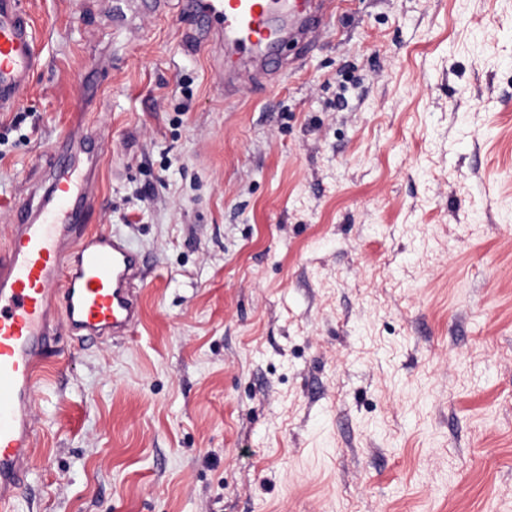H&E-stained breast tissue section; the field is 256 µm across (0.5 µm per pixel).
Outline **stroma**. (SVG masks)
I'll use <instances>...</instances> for the list:
<instances>
[{
    "label": "stroma",
    "mask_w": 512,
    "mask_h": 512,
    "mask_svg": "<svg viewBox=\"0 0 512 512\" xmlns=\"http://www.w3.org/2000/svg\"><path fill=\"white\" fill-rule=\"evenodd\" d=\"M22 4L0 245L82 122L147 267L129 336H59L15 512H512V0H344L229 101L182 0Z\"/></svg>",
    "instance_id": "35a3bbf8"
}]
</instances>
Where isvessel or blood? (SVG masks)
Instances as JSON below:
<instances>
[{
  "label": "vessel or blood",
  "mask_w": 512,
  "mask_h": 512,
  "mask_svg": "<svg viewBox=\"0 0 512 512\" xmlns=\"http://www.w3.org/2000/svg\"><path fill=\"white\" fill-rule=\"evenodd\" d=\"M202 32H220L237 68L225 71L233 95L241 71L271 85L288 45L311 51L338 0H185ZM37 65L21 0H0V110L17 106ZM101 135L58 140L47 181L33 182L13 210L0 248V512H12L33 469L35 392L59 333L99 342L131 333L145 262L116 231L91 230Z\"/></svg>",
  "instance_id": "b4317fda"
}]
</instances>
